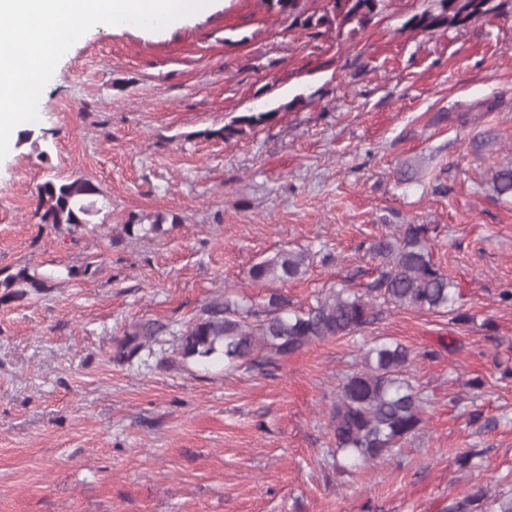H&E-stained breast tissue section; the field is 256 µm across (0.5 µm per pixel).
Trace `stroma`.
<instances>
[{
    "instance_id": "obj_1",
    "label": "stroma",
    "mask_w": 512,
    "mask_h": 512,
    "mask_svg": "<svg viewBox=\"0 0 512 512\" xmlns=\"http://www.w3.org/2000/svg\"><path fill=\"white\" fill-rule=\"evenodd\" d=\"M428 3L389 0L349 40L216 0L169 30L86 33L59 60L0 158V279H49L0 302V512H448L477 487L512 494V198L493 189L512 162V0L465 28L403 29ZM77 178L102 211L74 232L42 223L38 185ZM159 215L163 234L123 230ZM403 224L427 225L466 322L380 304L273 364L180 354L216 297L300 309L364 291L370 246ZM284 249L309 252L302 277L250 278ZM148 320L168 332L113 362ZM376 340L411 351L426 423L364 464L337 451L329 412ZM275 114L274 110L265 112H247L246 114L234 118L231 124L224 126V139H230L242 134L246 128H254L256 126L266 124ZM47 278L41 277L35 270H30L29 267H23L14 275H9L0 281V288L9 290L10 288H32L39 291L46 288Z\"/></svg>"
}]
</instances>
